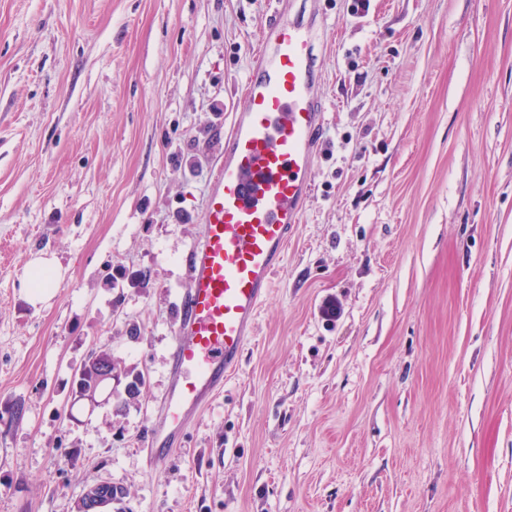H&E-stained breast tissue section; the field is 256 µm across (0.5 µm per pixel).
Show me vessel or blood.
I'll use <instances>...</instances> for the list:
<instances>
[{"label":"vessel or blood","instance_id":"vessel-or-blood-1","mask_svg":"<svg viewBox=\"0 0 512 512\" xmlns=\"http://www.w3.org/2000/svg\"><path fill=\"white\" fill-rule=\"evenodd\" d=\"M318 31L275 0L256 64L224 131L202 231L185 256L189 290L179 303L171 378L148 430L154 460L169 459L187 427L235 372L312 192L326 124L315 72Z\"/></svg>","mask_w":512,"mask_h":512}]
</instances>
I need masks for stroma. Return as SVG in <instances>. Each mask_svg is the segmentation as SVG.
<instances>
[{"label": "stroma", "instance_id": "stroma-1", "mask_svg": "<svg viewBox=\"0 0 512 512\" xmlns=\"http://www.w3.org/2000/svg\"><path fill=\"white\" fill-rule=\"evenodd\" d=\"M328 120L237 375L150 467L269 0H0V512H512V0H315ZM55 258L30 304L34 259ZM138 328V341L128 338ZM107 345L144 373L80 424ZM112 503V485L100 482L88 487L79 495L76 511L103 512L101 509Z\"/></svg>", "mask_w": 512, "mask_h": 512}]
</instances>
